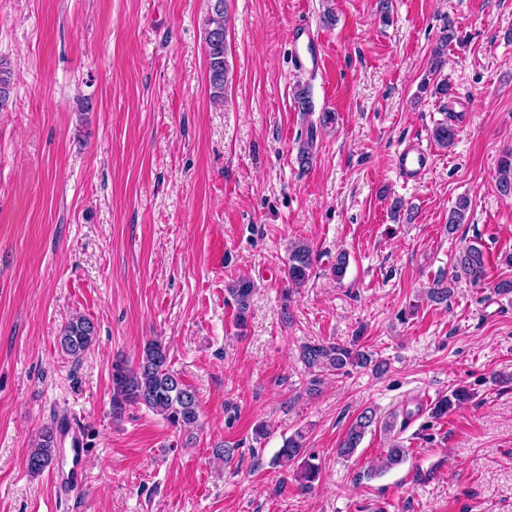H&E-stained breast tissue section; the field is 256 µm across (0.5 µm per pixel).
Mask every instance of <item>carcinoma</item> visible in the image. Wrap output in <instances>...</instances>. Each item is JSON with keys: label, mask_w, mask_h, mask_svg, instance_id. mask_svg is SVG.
I'll return each instance as SVG.
<instances>
[{"label": "carcinoma", "mask_w": 512, "mask_h": 512, "mask_svg": "<svg viewBox=\"0 0 512 512\" xmlns=\"http://www.w3.org/2000/svg\"><path fill=\"white\" fill-rule=\"evenodd\" d=\"M206 45L208 56V80L213 98H224L227 64L225 61L224 0H212L211 13L206 19ZM12 88V71L6 62L0 60V107L9 99ZM434 140L442 147L454 142L455 129L441 123L433 132ZM314 136L298 146V163L307 167L313 159ZM498 190L504 197L512 196V156L501 161L498 171ZM470 202L461 197L448 215V229L452 230L467 219ZM314 267V255L310 245L297 243L288 256V281L295 284L305 283ZM455 275L469 279L479 285L486 277V257L483 246L469 244L455 257L453 265ZM254 283L246 278L235 281L229 293L237 304V324L246 326L249 301ZM95 342V327L84 316L72 317L63 327L60 345L63 352L73 360H80ZM300 358L311 374L306 392L310 395L320 390L323 374L336 372L344 375L350 369L365 367L371 363L368 355L357 348L356 342L310 341L300 348ZM470 398V393L458 388L450 395L434 404L431 415L441 418L448 411ZM145 407L161 415L172 427L188 429L199 421V402L195 392L186 386L169 366V351L158 339L148 341L133 365L117 361L112 365V413L121 415L129 407ZM380 427L385 434L394 431L396 418L390 416L381 419L376 411L365 408L349 426L344 438L337 448L338 455L349 457L359 447L367 430ZM58 448L56 430L45 427L39 435V443L27 458V469L32 474H39L53 466L57 460ZM406 459V449L394 443L387 449L379 465L370 473L380 474ZM313 456L305 454L303 435L296 433L285 440L280 448L276 463L297 465L299 479L308 487L319 477V468L312 463Z\"/></svg>", "instance_id": "cac0c4a2"}]
</instances>
